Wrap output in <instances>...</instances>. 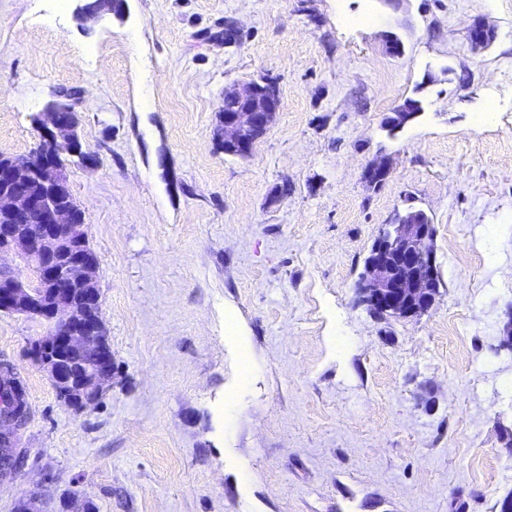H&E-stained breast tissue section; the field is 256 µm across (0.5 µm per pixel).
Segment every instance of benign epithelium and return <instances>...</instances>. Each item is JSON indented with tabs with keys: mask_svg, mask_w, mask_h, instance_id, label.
Wrapping results in <instances>:
<instances>
[{
	"mask_svg": "<svg viewBox=\"0 0 512 512\" xmlns=\"http://www.w3.org/2000/svg\"><path fill=\"white\" fill-rule=\"evenodd\" d=\"M494 31L478 21L469 29L473 48H485ZM218 118L224 154L246 157L280 112L275 82L251 79L224 90ZM421 103L403 102L384 125L399 131L421 112ZM69 105L52 102L40 118V140L26 157H0V260L19 256L36 274L28 285L0 267V310L44 319L46 335L31 344L33 359L48 372L60 397L76 410L95 405L112 385V352L100 316L98 260L88 248L80 209L58 156L78 140L68 118ZM389 174L383 159L365 171L377 185ZM434 225L412 213L382 230L365 262L358 297L379 316L410 318L428 312L438 294L433 247Z\"/></svg>",
	"mask_w": 512,
	"mask_h": 512,
	"instance_id": "obj_1",
	"label": "benign epithelium"
}]
</instances>
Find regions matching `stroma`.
I'll return each mask as SVG.
<instances>
[{"mask_svg": "<svg viewBox=\"0 0 512 512\" xmlns=\"http://www.w3.org/2000/svg\"><path fill=\"white\" fill-rule=\"evenodd\" d=\"M76 7L0 0V155H28L34 116L71 95L97 163L64 170L112 385L74 411L30 356L46 322L0 312L29 407L0 512H495L512 495V0ZM479 20L496 31L481 51ZM262 76L277 119L225 155L224 90ZM409 98L421 114L388 135ZM409 206L433 220L439 293L377 318L355 284Z\"/></svg>", "mask_w": 512, "mask_h": 512, "instance_id": "obj_1", "label": "stroma"}]
</instances>
